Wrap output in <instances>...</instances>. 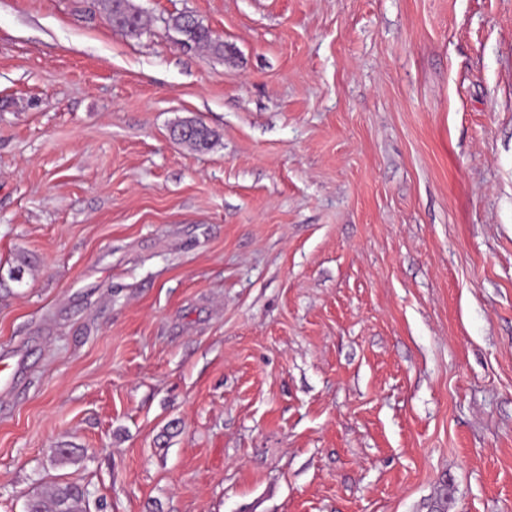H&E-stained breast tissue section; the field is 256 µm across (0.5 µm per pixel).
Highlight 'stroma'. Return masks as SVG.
Masks as SVG:
<instances>
[{"instance_id":"35a3bbf8","label":"stroma","mask_w":512,"mask_h":512,"mask_svg":"<svg viewBox=\"0 0 512 512\" xmlns=\"http://www.w3.org/2000/svg\"><path fill=\"white\" fill-rule=\"evenodd\" d=\"M134 3L0 0V512H512V0ZM103 10L113 27L126 35L139 37L147 23L131 0H101ZM192 16L193 19L190 20ZM163 21L168 31L172 30L180 36L178 40L183 41V46H187L189 49L204 48L214 54L223 55V41L213 38L209 28L193 14L182 12L163 18ZM172 132H175L177 136L174 139L189 146L193 150L209 149L216 141L214 131L195 121H185L176 126ZM76 483L54 485L43 495L32 497L26 512H87L88 493Z\"/></svg>"}]
</instances>
